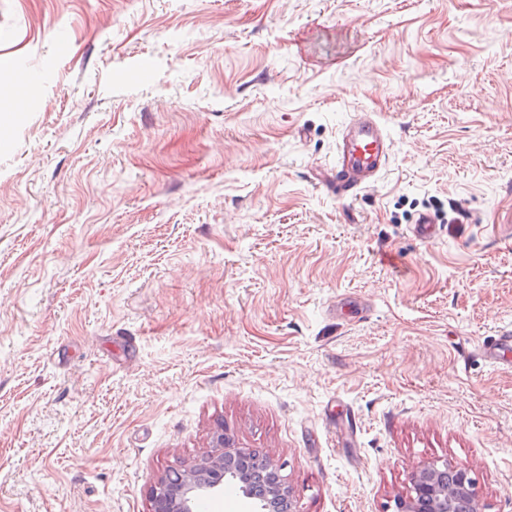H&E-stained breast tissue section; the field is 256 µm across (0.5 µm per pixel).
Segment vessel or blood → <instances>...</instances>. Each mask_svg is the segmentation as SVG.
<instances>
[{
    "instance_id": "b4317fda",
    "label": "vessel or blood",
    "mask_w": 512,
    "mask_h": 512,
    "mask_svg": "<svg viewBox=\"0 0 512 512\" xmlns=\"http://www.w3.org/2000/svg\"><path fill=\"white\" fill-rule=\"evenodd\" d=\"M391 155V141L377 119L362 113L341 130L336 144V163L325 173L327 186L337 198L347 200L376 181ZM482 357L494 367L512 362V329L481 344Z\"/></svg>"
}]
</instances>
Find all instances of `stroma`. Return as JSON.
<instances>
[{
  "label": "stroma",
  "mask_w": 512,
  "mask_h": 512,
  "mask_svg": "<svg viewBox=\"0 0 512 512\" xmlns=\"http://www.w3.org/2000/svg\"><path fill=\"white\" fill-rule=\"evenodd\" d=\"M509 325L512 0H0V512H152L219 423L296 512H512ZM390 155L391 141L378 120L361 113L341 130L336 164L323 175L325 184L337 198H353L378 179ZM490 338L479 348L482 357L493 367L512 364V358L509 356L510 349L512 352V329L503 328L498 331L497 336ZM475 485L472 469L448 461L432 462L411 473L409 494L395 501L394 511L478 512Z\"/></svg>",
  "instance_id": "1"
}]
</instances>
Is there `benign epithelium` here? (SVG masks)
<instances>
[{"mask_svg":"<svg viewBox=\"0 0 512 512\" xmlns=\"http://www.w3.org/2000/svg\"><path fill=\"white\" fill-rule=\"evenodd\" d=\"M214 451L176 474H165L152 488L153 512H195L199 498L223 490L230 474L248 498L260 500L262 512H293L291 489L268 453L239 448L217 430ZM396 512H479L472 469L432 462L410 475L409 494L395 501Z\"/></svg>","mask_w":512,"mask_h":512,"instance_id":"1","label":"benign epithelium"}]
</instances>
